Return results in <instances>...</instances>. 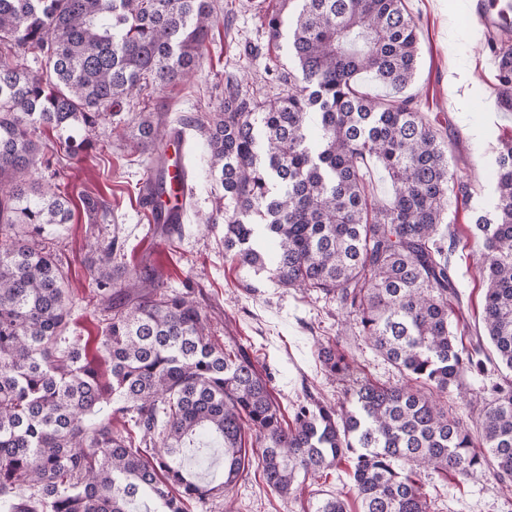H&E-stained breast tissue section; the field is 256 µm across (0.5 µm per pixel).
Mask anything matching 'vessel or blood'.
Instances as JSON below:
<instances>
[{
    "mask_svg": "<svg viewBox=\"0 0 512 512\" xmlns=\"http://www.w3.org/2000/svg\"><path fill=\"white\" fill-rule=\"evenodd\" d=\"M469 17L473 24L485 27L512 22V0H469ZM165 183L163 193L147 200V213L154 224L184 223L188 210L190 170L186 137L173 129L162 149Z\"/></svg>",
    "mask_w": 512,
    "mask_h": 512,
    "instance_id": "vessel-or-blood-1",
    "label": "vessel or blood"
}]
</instances>
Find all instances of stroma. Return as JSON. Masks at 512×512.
<instances>
[{"instance_id":"stroma-1","label":"stroma","mask_w":512,"mask_h":512,"mask_svg":"<svg viewBox=\"0 0 512 512\" xmlns=\"http://www.w3.org/2000/svg\"><path fill=\"white\" fill-rule=\"evenodd\" d=\"M216 22L203 45L198 69L187 79L165 87L147 85L120 113L105 123L119 127L120 136L99 137L89 155L77 157L44 129L37 138L49 168L43 177L54 178L72 199L73 219L46 235L47 246L58 255L67 277L70 303L68 335L81 338L88 362L102 376L110 364L99 336L111 312L100 301L94 281L98 255L91 243L114 244L128 270H150L153 285L162 291H192L210 319L219 344L247 349L258 371L267 375L269 388L284 415H292L304 390L334 399L336 385L329 381L317 357V346L335 340L350 354L359 376L378 382H397L399 374L358 334L355 325H343L334 301L275 282L243 288L235 263L224 253V227L206 225L215 209L214 180L204 130H187L194 191L188 220L179 230L147 220L140 187L149 174L155 151L137 146L139 116L166 115L168 128L181 116L208 115L224 98V80L235 76L243 87L279 92L269 68H293L284 49L270 44L261 24L271 10L270 0H211ZM418 26L420 65L409 88L419 112L448 145L451 165L467 173L470 196L448 203L445 222L462 237L450 260L456 273L459 301L465 312V330H483V253L471 237L470 227L484 210L494 185V159L500 140L512 138V121L505 120L498 99L494 59L489 39H504L498 29L473 28L465 15L467 0H405ZM106 200L107 218L93 219L83 196ZM423 490L433 499L436 512H512V490L493 476L465 480L457 475L421 476ZM318 493L340 495L348 512H357L348 467L310 479L298 496L281 497L267 488L258 465H251L246 480L226 497L213 500L201 512H307L310 497Z\"/></svg>"}]
</instances>
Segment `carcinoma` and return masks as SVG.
Returning <instances> with one entry per match:
<instances>
[{"instance_id": "carcinoma-1", "label": "carcinoma", "mask_w": 512, "mask_h": 512, "mask_svg": "<svg viewBox=\"0 0 512 512\" xmlns=\"http://www.w3.org/2000/svg\"><path fill=\"white\" fill-rule=\"evenodd\" d=\"M213 23L211 0H0V501L12 512H133L137 500L150 512H189L246 477L248 430L271 491L293 494L346 462L360 512H434L423 471L473 479L490 469L512 484V379L482 406L466 404L477 438L441 404L484 372L486 340L512 370V140H501L491 209L475 220L486 337L466 339L440 226L470 184L406 94L418 33L403 0H280L264 28L277 45L289 27L295 67L276 72L288 91L261 98L229 77L206 130L224 200L211 221L224 220L225 253L256 278L334 298L404 381L352 380L353 359L321 343L341 397L332 404L309 391L286 424L268 380L243 348L212 340L190 294L132 282L101 331L107 380L79 341L61 346L65 276L39 239L73 211L60 185L35 176L34 134L51 129L73 154L88 151L102 119L143 84L194 72ZM490 50L511 107L512 52L496 42ZM363 74L391 95L363 92ZM166 134L162 119L142 116L145 147ZM373 161L395 188L387 206L368 196ZM113 251L112 242L101 249L94 273L109 303L126 273ZM110 404L121 430L102 414ZM215 446L222 471L203 481L188 454ZM310 512L347 508L328 494Z\"/></svg>"}]
</instances>
